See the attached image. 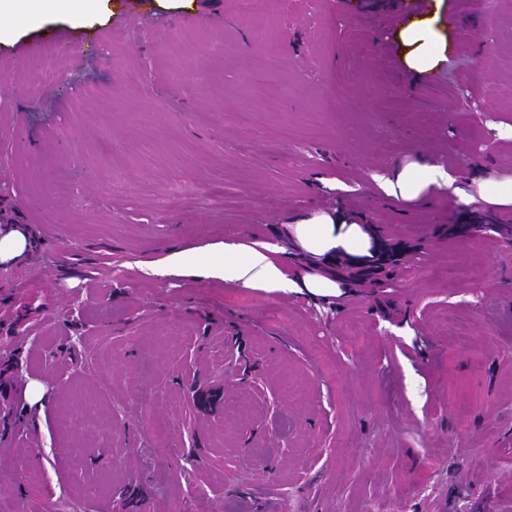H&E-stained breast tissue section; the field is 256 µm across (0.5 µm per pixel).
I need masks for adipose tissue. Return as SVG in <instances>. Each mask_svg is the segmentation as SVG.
Returning a JSON list of instances; mask_svg holds the SVG:
<instances>
[{"label": "adipose tissue", "instance_id": "ef3b65f1", "mask_svg": "<svg viewBox=\"0 0 512 512\" xmlns=\"http://www.w3.org/2000/svg\"><path fill=\"white\" fill-rule=\"evenodd\" d=\"M99 0H0V17L8 16L26 24H36L45 15L61 12L74 19L94 13ZM408 68L418 73L433 70L439 61V52L431 31L424 26H408L401 34ZM386 193L405 200L418 199L427 189L445 188L455 196H463L456 178L439 165L410 163L385 178ZM285 231L293 242L284 248L268 241L245 243L238 239L225 240L208 259H201L193 251L179 250L162 262L149 265L151 276L164 279L171 276H190L218 279L243 288L274 293H299L319 296L339 294V283L315 273L305 275L290 266L293 253L306 258L334 259L345 255L365 256L370 239L364 229L346 218L321 214L286 225Z\"/></svg>", "mask_w": 512, "mask_h": 512}]
</instances>
